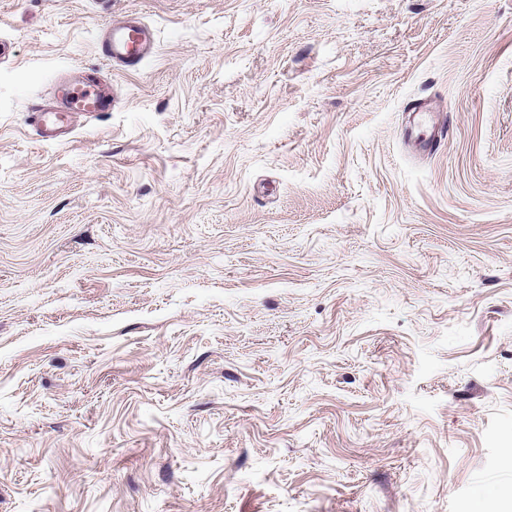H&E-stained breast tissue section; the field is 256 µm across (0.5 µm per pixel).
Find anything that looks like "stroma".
<instances>
[{"label": "stroma", "instance_id": "35a3bbf8", "mask_svg": "<svg viewBox=\"0 0 512 512\" xmlns=\"http://www.w3.org/2000/svg\"><path fill=\"white\" fill-rule=\"evenodd\" d=\"M0 37V512L512 494V0H0ZM82 69L114 110L37 142ZM155 49L154 30L137 17L109 26L99 42L104 59L126 70L142 67ZM412 115L413 122H409L402 130V139L407 144H412L422 154H435L442 141L448 136L446 114L436 112L431 103L423 101L414 108ZM423 127L427 128L428 132V136L424 138L416 134Z\"/></svg>", "mask_w": 512, "mask_h": 512}]
</instances>
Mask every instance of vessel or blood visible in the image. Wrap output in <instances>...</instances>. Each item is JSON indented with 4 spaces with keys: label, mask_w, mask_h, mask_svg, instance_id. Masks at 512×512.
Masks as SVG:
<instances>
[{
    "label": "vessel or blood",
    "mask_w": 512,
    "mask_h": 512,
    "mask_svg": "<svg viewBox=\"0 0 512 512\" xmlns=\"http://www.w3.org/2000/svg\"><path fill=\"white\" fill-rule=\"evenodd\" d=\"M155 34L139 18L130 17L109 26L99 43L104 59L117 67L130 70L142 67L153 55ZM55 102L27 111V123L37 141L61 143L74 131V115L99 118L109 114L115 103L110 85L101 78L81 74L62 76L53 87ZM448 136L445 115L436 112L431 103H418L413 120L401 132L402 139L420 153L435 154Z\"/></svg>",
    "instance_id": "vessel-or-blood-1"
}]
</instances>
